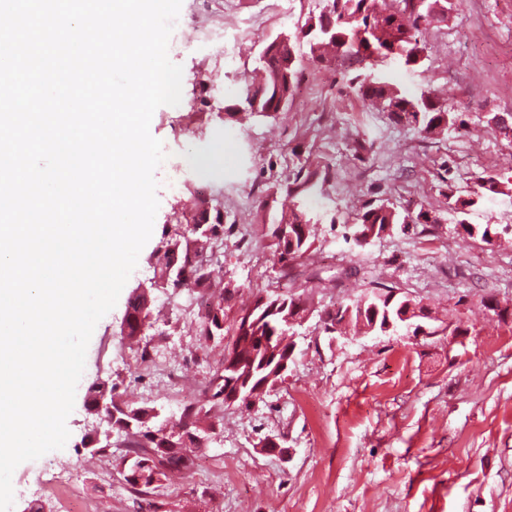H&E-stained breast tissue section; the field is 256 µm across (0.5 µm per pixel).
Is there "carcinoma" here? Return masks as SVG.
Instances as JSON below:
<instances>
[{
	"instance_id": "1",
	"label": "carcinoma",
	"mask_w": 512,
	"mask_h": 512,
	"mask_svg": "<svg viewBox=\"0 0 512 512\" xmlns=\"http://www.w3.org/2000/svg\"><path fill=\"white\" fill-rule=\"evenodd\" d=\"M448 0H326L317 15L307 18L294 33L281 32L271 37L258 55L253 77L244 81L239 97L225 106V115L234 119L244 110L254 117L269 121L288 110L292 90L304 60L330 63L336 59L353 63L397 60L406 67L416 66L424 59L426 44L418 37L420 24L439 23L447 18ZM306 45L308 51L301 50ZM354 94L397 122L417 127L425 137L435 139L464 124L460 113L448 103L431 94L410 96L378 76L375 72L358 73L350 79ZM295 163L288 182L276 188L288 198V208L281 209L273 222L265 226L264 237L268 247L286 270L307 260L312 241V222L306 209L308 198L323 190L329 169L316 157L295 154ZM501 193L498 177L488 174L479 178L477 187L462 197L446 194L448 207L466 215L480 200ZM208 212L207 202L194 198L185 205L181 224L184 231L162 239L150 254L154 277L164 282L163 289L212 287L213 269L201 257L212 251L214 243L224 235V225L201 221ZM437 219L425 210L408 212L398 210L393 203L380 200L363 205L352 217L353 234L361 240L371 235L377 239L393 231L396 226L435 224ZM458 224L471 237H478L494 246L506 234L494 224L472 225L465 219ZM377 309L337 307L325 313L324 326L345 324L360 331L373 321H383L385 313H395L407 295L401 294L387 303L372 294H366ZM297 305L308 311L301 295L258 294L243 308L233 322V343L239 354L261 360L267 344L288 353L291 342L288 333L297 320L291 307ZM127 329L120 330L132 343H138L153 324L152 309L140 295H131L127 302ZM198 335L224 342V292L212 297L201 315ZM232 372L220 367L209 383L208 403L189 405L178 419L162 415L160 410L147 405H127L124 418L131 425L118 422L111 429L118 431L129 442L130 451L122 458L125 482L141 495L161 487L172 472L193 467L191 449L201 447V439L215 433L224 422L221 409L229 406L225 388Z\"/></svg>"
}]
</instances>
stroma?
Here are the masks:
<instances>
[{"label":"stroma","mask_w":512,"mask_h":512,"mask_svg":"<svg viewBox=\"0 0 512 512\" xmlns=\"http://www.w3.org/2000/svg\"><path fill=\"white\" fill-rule=\"evenodd\" d=\"M452 2L447 19L423 32L421 67L379 68L401 90L437 94L463 112L465 131L441 140L358 99L345 76L359 68L343 61L305 63L307 104L290 105L283 119L225 123L234 99L228 86L252 71L270 37L319 14L322 0H296L290 19L253 28L231 65L207 50L206 30L189 24L171 36L184 107L157 108L150 132L172 155L213 154L214 190L226 204L214 284L236 286L224 300L225 326L259 293L289 287L307 293L310 305L294 329L295 360L280 387L249 408L225 409L223 429L206 439L193 469L152 494L155 512H512V250L467 235L445 199L466 195L485 174L512 182V144L486 123L488 114H512V0ZM358 136L372 145L363 160L351 149ZM307 151L329 164L331 177L312 205L313 251L284 277L261 227L281 208L267 201L273 186L287 180L296 153ZM155 178L153 233L93 332L67 419L70 437L63 449L15 469L12 512H50L48 497L62 498L57 488L37 492L49 464L76 474L89 512H135L137 496L119 465L123 449L93 455L81 445L91 383L111 380L116 402L145 403L166 416L209 397L224 348L198 336L184 292H155L156 321L140 344L120 334L132 289L153 275L150 253L196 193L194 174L183 175L174 195L165 171ZM375 200L425 208L434 221L356 246L347 215ZM388 287L447 313L450 334L416 338L402 327L334 340L323 332L326 310ZM489 297L508 316L488 314ZM158 357L193 376L197 391L162 393L158 376L143 367ZM269 436L285 440L287 456L261 451Z\"/></svg>","instance_id":"stroma-1"}]
</instances>
